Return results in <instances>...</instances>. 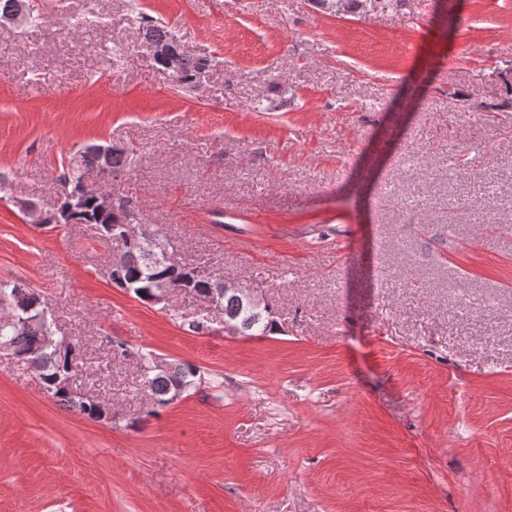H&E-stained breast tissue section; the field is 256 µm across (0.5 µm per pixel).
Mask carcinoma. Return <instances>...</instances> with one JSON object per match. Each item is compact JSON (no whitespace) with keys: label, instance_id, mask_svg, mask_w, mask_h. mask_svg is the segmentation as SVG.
Masks as SVG:
<instances>
[{"label":"carcinoma","instance_id":"1","mask_svg":"<svg viewBox=\"0 0 512 512\" xmlns=\"http://www.w3.org/2000/svg\"><path fill=\"white\" fill-rule=\"evenodd\" d=\"M317 8L334 15H359L367 11L370 0H312ZM140 25L144 35L161 41L171 34L161 23L146 16H140ZM209 67V59L187 54L182 61L183 83L193 80L201 70ZM135 150L119 151L110 157L108 167L113 173L130 172ZM101 167L99 156L92 151V147L73 153L68 160L67 171L61 180L60 207L70 204V198L78 190L83 174L87 171ZM78 220L95 226L97 233L111 241L124 252L125 263L119 269L107 268L108 278L133 293L138 299L144 301L150 296V291L161 279H166L170 290H189L197 292L207 284L199 277V266L185 264L183 266H166L160 264L162 252L166 245L154 251H146L138 248L137 244L124 237L123 227L111 222L107 215L100 214L91 200H86L82 210L76 213ZM9 301L22 310L32 309L42 312L45 307L38 294L18 284L12 286L0 284V305ZM224 319L235 323L239 333L245 336H266L277 331V322L271 312H257L252 310L240 295L228 293L222 301ZM0 342L9 343L15 352L31 364L38 373L45 391L59 399L80 414L90 419H100L102 414L112 413L109 407L101 408L100 404L87 398H76L64 385L71 379L75 371L71 365L76 361V347L63 349L58 345L51 324L36 323L34 325L14 326L9 322V316L0 317ZM120 353L126 357L138 359L144 382L150 389V404L147 414L152 415L160 409L171 404L169 392L174 386L179 385L187 392L195 387L201 380L200 370L194 365L183 363L176 365L172 370L152 371L150 368L152 354H144L139 351H130L127 345L119 342L116 344Z\"/></svg>","mask_w":512,"mask_h":512}]
</instances>
